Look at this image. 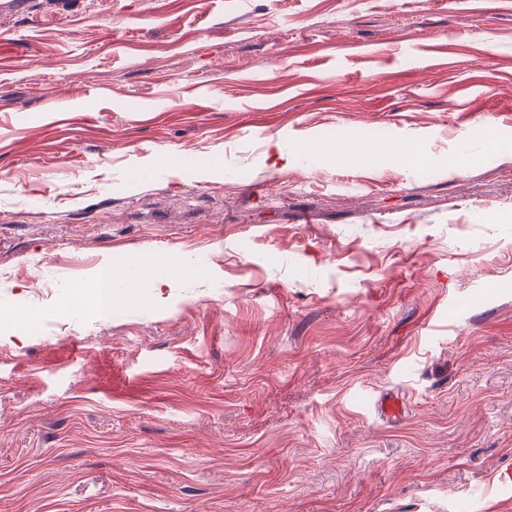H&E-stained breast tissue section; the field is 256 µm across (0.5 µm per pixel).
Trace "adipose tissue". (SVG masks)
Segmentation results:
<instances>
[{"label":"adipose tissue","instance_id":"1","mask_svg":"<svg viewBox=\"0 0 512 512\" xmlns=\"http://www.w3.org/2000/svg\"><path fill=\"white\" fill-rule=\"evenodd\" d=\"M190 274V269L173 257L158 264L111 265L100 272L92 287L77 292L74 301L98 310L122 307L137 301L140 284H149L154 296L158 297L164 289Z\"/></svg>","mask_w":512,"mask_h":512}]
</instances>
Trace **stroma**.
I'll use <instances>...</instances> for the list:
<instances>
[{
    "label": "stroma",
    "mask_w": 512,
    "mask_h": 512,
    "mask_svg": "<svg viewBox=\"0 0 512 512\" xmlns=\"http://www.w3.org/2000/svg\"><path fill=\"white\" fill-rule=\"evenodd\" d=\"M481 123L493 141L464 140ZM170 253L200 275L64 309ZM14 309L39 319L0 327V512H490L512 465V0L0 16Z\"/></svg>",
    "instance_id": "35a3bbf8"
}]
</instances>
